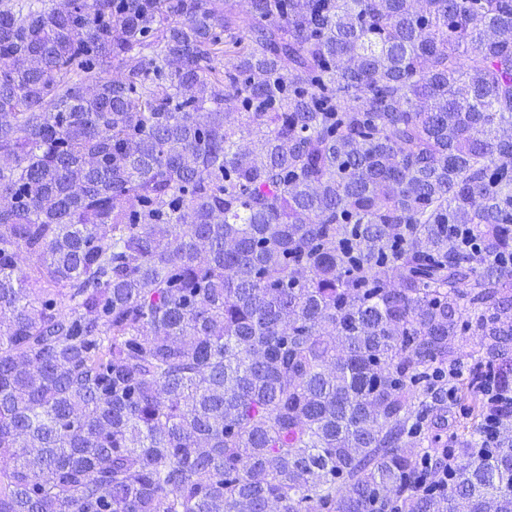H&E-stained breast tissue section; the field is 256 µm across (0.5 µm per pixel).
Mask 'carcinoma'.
Segmentation results:
<instances>
[{
  "label": "carcinoma",
  "mask_w": 512,
  "mask_h": 512,
  "mask_svg": "<svg viewBox=\"0 0 512 512\" xmlns=\"http://www.w3.org/2000/svg\"><path fill=\"white\" fill-rule=\"evenodd\" d=\"M488 377L512 0H0V512H512ZM454 386L448 382V398L454 396ZM448 403H451L452 409L448 413V427L445 429H435L434 434L436 435V444L441 449L451 441L454 443L457 438H460L462 434H466L467 430H464V426L469 422V407L468 401L460 399L459 394L455 395L454 398L448 399ZM448 448H454L452 444L448 445ZM448 448H443L441 454L443 458H446Z\"/></svg>",
  "instance_id": "cac0c4a2"
}]
</instances>
